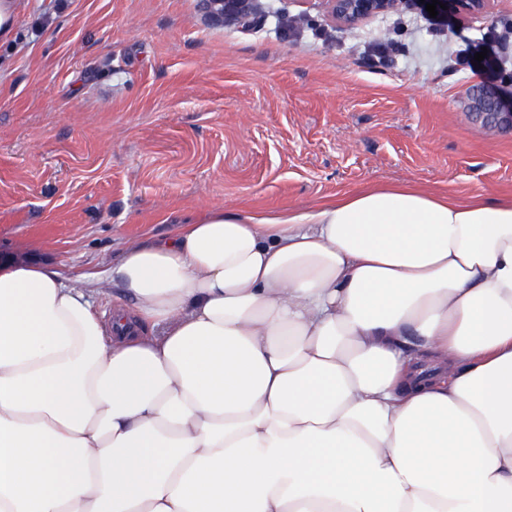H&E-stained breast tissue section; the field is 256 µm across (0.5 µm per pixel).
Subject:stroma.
<instances>
[{
  "mask_svg": "<svg viewBox=\"0 0 512 512\" xmlns=\"http://www.w3.org/2000/svg\"><path fill=\"white\" fill-rule=\"evenodd\" d=\"M260 5L262 24L224 27L198 0H20L0 41V250L36 251L78 285L214 207L400 183L512 196V133L467 115L471 87L512 94L505 54L483 50L512 0L354 28L324 0Z\"/></svg>",
  "mask_w": 512,
  "mask_h": 512,
  "instance_id": "35a3bbf8",
  "label": "stroma"
}]
</instances>
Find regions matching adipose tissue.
Wrapping results in <instances>:
<instances>
[{"instance_id":"ef3b65f1","label":"adipose tissue","mask_w":512,"mask_h":512,"mask_svg":"<svg viewBox=\"0 0 512 512\" xmlns=\"http://www.w3.org/2000/svg\"><path fill=\"white\" fill-rule=\"evenodd\" d=\"M0 512H512V198L212 208L80 286L0 263Z\"/></svg>"}]
</instances>
